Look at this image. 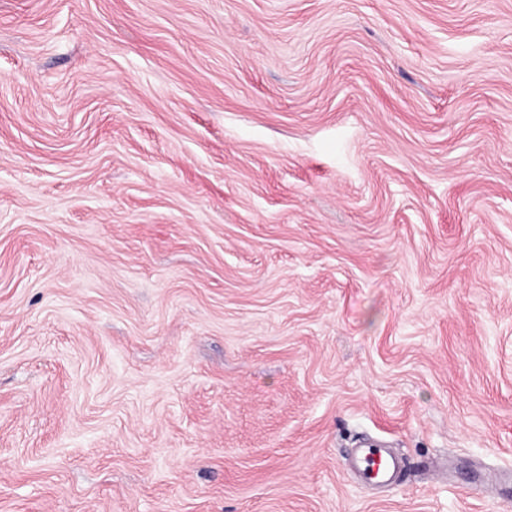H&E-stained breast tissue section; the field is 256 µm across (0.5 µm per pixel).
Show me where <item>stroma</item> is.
I'll use <instances>...</instances> for the list:
<instances>
[{"label":"stroma","instance_id":"stroma-1","mask_svg":"<svg viewBox=\"0 0 512 512\" xmlns=\"http://www.w3.org/2000/svg\"><path fill=\"white\" fill-rule=\"evenodd\" d=\"M506 467L512 0H0V512H512ZM358 465L369 479L385 483H393L400 469L399 461L389 452L388 448L378 445L362 448L358 457Z\"/></svg>","mask_w":512,"mask_h":512}]
</instances>
